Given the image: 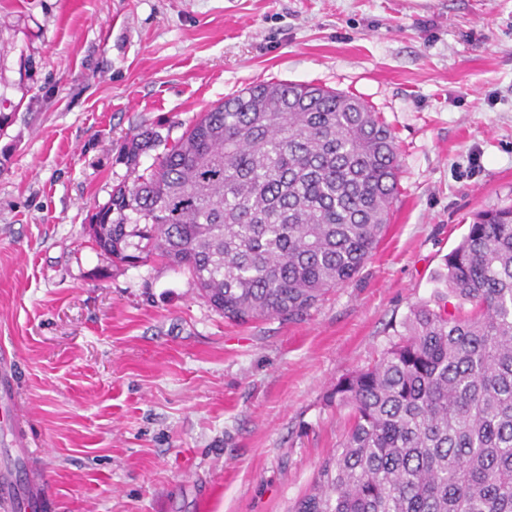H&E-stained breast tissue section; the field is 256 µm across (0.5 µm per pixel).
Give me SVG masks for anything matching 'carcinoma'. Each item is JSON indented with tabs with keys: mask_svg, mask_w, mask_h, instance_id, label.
Listing matches in <instances>:
<instances>
[{
	"mask_svg": "<svg viewBox=\"0 0 512 512\" xmlns=\"http://www.w3.org/2000/svg\"><path fill=\"white\" fill-rule=\"evenodd\" d=\"M92 215L126 264L188 271L224 318L298 316L351 281L399 190L390 127L362 99L262 83L199 113ZM372 365L329 402L352 410L339 448L292 512H512V207L478 212Z\"/></svg>",
	"mask_w": 512,
	"mask_h": 512,
	"instance_id": "carcinoma-1",
	"label": "carcinoma"
}]
</instances>
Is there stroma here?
Here are the masks:
<instances>
[{
	"label": "stroma",
	"instance_id": "obj_1",
	"mask_svg": "<svg viewBox=\"0 0 512 512\" xmlns=\"http://www.w3.org/2000/svg\"><path fill=\"white\" fill-rule=\"evenodd\" d=\"M311 83L392 129L371 257L306 313L244 325L87 232L127 166L249 86ZM0 362L49 512H292L349 428L325 396L372 364L474 213L512 204V0H0Z\"/></svg>",
	"mask_w": 512,
	"mask_h": 512
}]
</instances>
